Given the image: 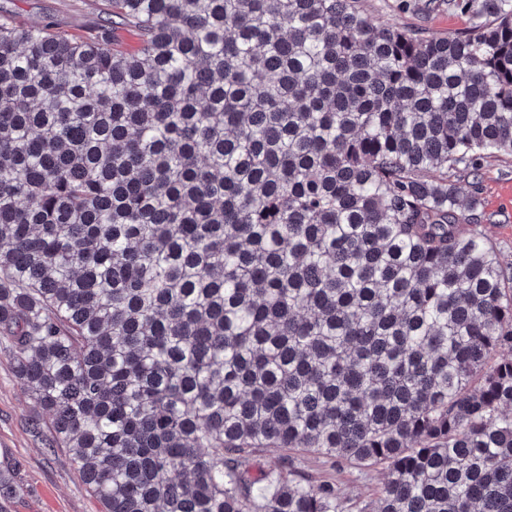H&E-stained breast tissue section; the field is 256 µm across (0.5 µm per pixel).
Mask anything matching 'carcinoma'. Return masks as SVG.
<instances>
[{
  "mask_svg": "<svg viewBox=\"0 0 512 512\" xmlns=\"http://www.w3.org/2000/svg\"><path fill=\"white\" fill-rule=\"evenodd\" d=\"M108 0L119 37L0 16V349L105 512H512V0ZM362 15L382 26L419 27L430 34H446L465 29L472 18L466 13L443 8L425 17L402 10L400 0H360ZM478 200L479 212L490 219L480 229L496 244L502 258L512 262V156L483 161ZM288 455L294 457L298 471L312 482H337L346 496L347 508L361 501L374 500L375 490L384 481V473L379 468H364L349 462L337 464L320 454L286 448H257L250 457V473L276 470L281 459Z\"/></svg>",
  "mask_w": 512,
  "mask_h": 512,
  "instance_id": "cac0c4a2",
  "label": "carcinoma"
}]
</instances>
